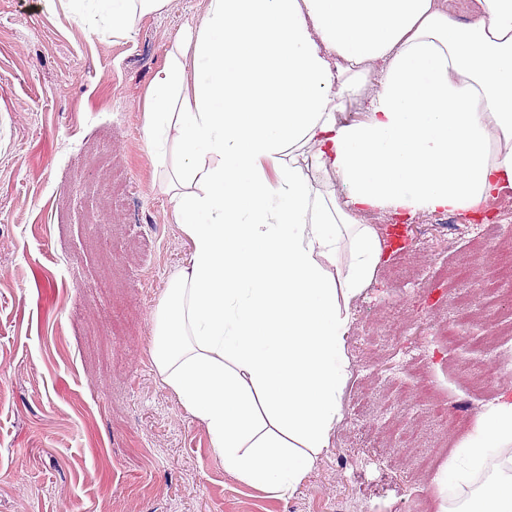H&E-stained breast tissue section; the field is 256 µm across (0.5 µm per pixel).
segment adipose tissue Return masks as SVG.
Instances as JSON below:
<instances>
[{"label": "adipose tissue", "mask_w": 512, "mask_h": 512, "mask_svg": "<svg viewBox=\"0 0 512 512\" xmlns=\"http://www.w3.org/2000/svg\"><path fill=\"white\" fill-rule=\"evenodd\" d=\"M170 0H74L89 38ZM144 133L192 244L152 364L225 471L293 494L341 419L352 302L386 262L370 214L478 212L512 187V0H209ZM363 115L345 120L348 103ZM447 512H512V400L436 477Z\"/></svg>", "instance_id": "ef3b65f1"}]
</instances>
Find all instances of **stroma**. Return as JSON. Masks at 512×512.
<instances>
[{"label":"stroma","instance_id":"1","mask_svg":"<svg viewBox=\"0 0 512 512\" xmlns=\"http://www.w3.org/2000/svg\"><path fill=\"white\" fill-rule=\"evenodd\" d=\"M208 0H170L137 17L132 38L88 39L63 0H0V512H436L437 474L464 432L414 395L432 387L474 421L492 402L473 382L483 353L431 331L455 314L435 271L469 253L451 213L406 223L370 216L387 262L353 306L343 409L329 448L289 496L225 473L206 426L151 362L153 313L191 243L144 136L146 95L178 33ZM106 138L121 205L92 222L102 188L86 147ZM428 239L415 273L428 288L397 297L406 249ZM423 346L426 369L400 362ZM415 435L397 447L393 430Z\"/></svg>","mask_w":512,"mask_h":512}]
</instances>
